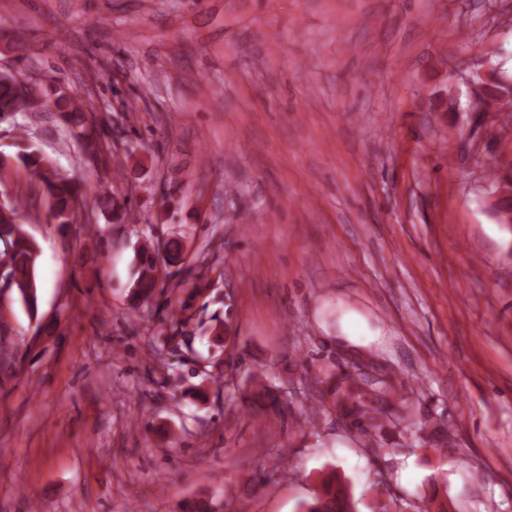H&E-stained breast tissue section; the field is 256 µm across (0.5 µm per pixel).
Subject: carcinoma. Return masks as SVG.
<instances>
[{
	"label": "carcinoma",
	"mask_w": 512,
	"mask_h": 512,
	"mask_svg": "<svg viewBox=\"0 0 512 512\" xmlns=\"http://www.w3.org/2000/svg\"><path fill=\"white\" fill-rule=\"evenodd\" d=\"M54 81V76L49 73L39 77L37 82L0 80V119L6 120L22 112H41L52 102L87 154L93 159L107 161L112 151V141L103 130L88 125L87 121V116L96 111L92 97L78 92L63 97ZM16 132L18 152L10 158L8 165L41 181L49 221L63 228L78 223L86 202L81 184L49 172L53 166L51 159L28 146L27 129L18 125ZM18 212L16 198L0 205V243L3 244L0 249V294L18 295L29 317L35 319L38 314L37 269L40 249L23 226L17 223ZM175 260L177 257L162 253L153 239H144L137 251L138 270L131 295L136 304L150 302L156 289L163 288L158 282V273L163 265ZM326 383V395L322 396L321 403L327 405L338 418L362 431L370 447H381L377 432L383 430L385 424L380 398L387 396L393 402H398L396 392L389 383L373 379L361 371L329 372ZM302 509L303 512H357L347 484L334 473L322 479L321 492L304 502Z\"/></svg>",
	"instance_id": "carcinoma-1"
}]
</instances>
